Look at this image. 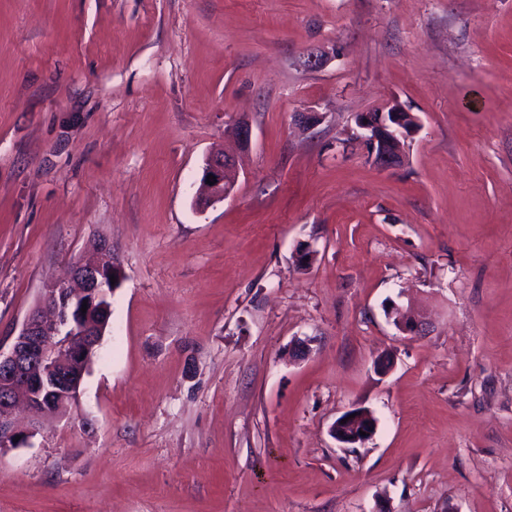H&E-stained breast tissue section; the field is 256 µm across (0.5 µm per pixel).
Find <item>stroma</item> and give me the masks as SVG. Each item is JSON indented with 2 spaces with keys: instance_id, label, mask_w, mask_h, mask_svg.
<instances>
[{
  "instance_id": "1",
  "label": "stroma",
  "mask_w": 512,
  "mask_h": 512,
  "mask_svg": "<svg viewBox=\"0 0 512 512\" xmlns=\"http://www.w3.org/2000/svg\"><path fill=\"white\" fill-rule=\"evenodd\" d=\"M395 102L383 169L352 134ZM99 240L102 344L0 512H512V0H0L1 351ZM363 120H367V124ZM355 123L363 131L359 137L368 145L374 162L384 169L398 167L404 162L405 142L419 126L417 117L397 102L385 111L360 113ZM233 163L234 160L225 154L211 156L206 159L202 177L206 192L199 198L202 207L224 200L229 196L231 186L226 179V171L233 166ZM209 174L215 176V179H210V181L216 180L214 185L206 184ZM387 315L389 319H392V323L402 334L416 335L423 330L422 320L407 310H403L395 302L388 305ZM352 414H355L354 418H350ZM344 418H348V421L341 424ZM375 429L376 420L373 415L365 409L356 408L339 417L332 426L331 433L338 443L344 445V448H354L369 440ZM360 431L366 432V435H360Z\"/></svg>"
}]
</instances>
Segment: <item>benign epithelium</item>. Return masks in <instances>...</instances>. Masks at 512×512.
<instances>
[{"label": "benign epithelium", "instance_id": "7a95c632", "mask_svg": "<svg viewBox=\"0 0 512 512\" xmlns=\"http://www.w3.org/2000/svg\"><path fill=\"white\" fill-rule=\"evenodd\" d=\"M355 123L363 131L361 138L374 162L384 169L404 162L405 142L419 126L417 117L397 102L384 111L363 112ZM233 163L225 154L206 159L203 176H215L216 183L205 185L201 206L229 196L226 171ZM123 278L112 245L100 242L93 257L75 261L71 280L44 285L39 305L24 320L10 351L0 353V448L27 441V433L18 429L14 420L19 399H24L32 412L45 416L64 415L75 403L110 318L109 296ZM84 303L87 309L82 312L78 306ZM387 315L405 335L423 330L421 319L394 302L388 305ZM343 417L346 423L336 420L331 433L346 448L369 440L376 429L375 418L365 409H352Z\"/></svg>", "mask_w": 512, "mask_h": 512}]
</instances>
